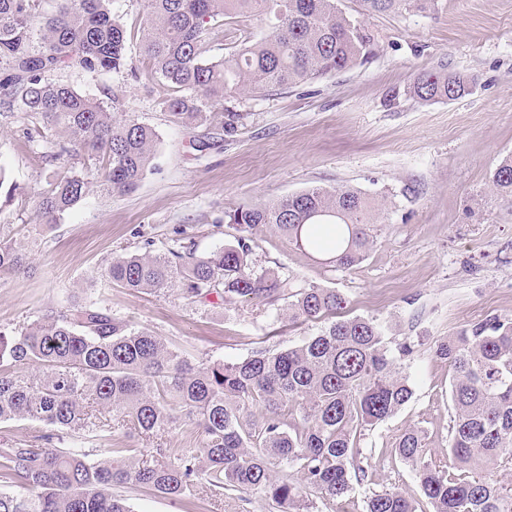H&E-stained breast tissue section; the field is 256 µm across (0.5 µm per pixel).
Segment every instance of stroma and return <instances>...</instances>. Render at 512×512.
I'll return each mask as SVG.
<instances>
[{"mask_svg": "<svg viewBox=\"0 0 512 512\" xmlns=\"http://www.w3.org/2000/svg\"><path fill=\"white\" fill-rule=\"evenodd\" d=\"M363 23L374 47L366 62L262 94L226 98L233 128L173 122L164 101L171 87L151 75L141 54L143 0H112L126 21V63L120 71L78 68L56 73L91 99L114 98L158 134L152 168L126 194H96L57 223L36 219L38 193L70 166L41 157L59 149L44 130L27 139L22 114L0 116V233L32 236L26 271L0 276V331L36 319L48 307L96 299L132 327L163 337L194 363H234L257 347L285 348L316 334L321 322H291L287 302L193 303L179 285L164 292L112 284L104 271L125 253H163L194 241L198 254L234 243L225 211L260 206L310 187L349 185L381 204L366 259L337 269L324 255L298 249L268 226L249 231L256 272L295 275L333 288L345 314L387 322L390 336L420 337L410 363L414 394L399 413L364 428L358 440L368 481L342 500H315L314 512H365V496L396 488L416 512H432L410 469L394 452L409 426L422 432L429 463L448 464L453 409L452 368L433 353L435 340L489 315L512 319V205L491 190L495 168L512 157V0H436L434 10L363 13L360 0H340ZM272 24L256 14L218 19L205 35L206 58L217 60L265 37ZM425 71L473 78L465 97L423 101L411 87ZM213 136L209 150L195 139ZM133 512H278L260 493L205 486L170 498L123 491Z\"/></svg>", "mask_w": 512, "mask_h": 512, "instance_id": "1", "label": "stroma"}]
</instances>
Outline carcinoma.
<instances>
[{
    "mask_svg": "<svg viewBox=\"0 0 512 512\" xmlns=\"http://www.w3.org/2000/svg\"><path fill=\"white\" fill-rule=\"evenodd\" d=\"M111 0H64L46 15L43 0H0V112L19 111L34 132L62 139L49 155H81L94 170L70 167L39 193L37 220L60 216L94 192L136 189L155 158L156 132L129 116L119 119L49 76L71 67L119 71L125 65L127 28ZM142 53L151 71L178 94L166 101L183 124L217 122L224 128V99L259 94L348 69L371 54V38L337 6V0H145ZM363 10L426 11L434 0H362ZM273 16L269 33L219 60L203 55L207 25L240 13ZM473 81L426 72L412 87L421 100H455ZM189 94H183V91ZM206 102L211 111H201ZM496 195L512 202V158L492 175ZM243 232L236 244L204 256L195 242L164 254L127 253L112 259L105 276L133 291L161 292L178 282L185 298L212 294L268 305L288 302L294 322L334 315L346 300L334 288L300 285L294 277L257 273L244 236L270 225L295 246L331 252L350 269L373 245L370 225L378 207L349 186L312 187L275 203L238 207L224 214ZM24 244L0 239V275L27 266ZM406 336L388 341L385 327L362 317L339 319L285 349L258 348L241 362L205 367L149 331L132 327L96 301L50 308L7 336L0 334V424L38 421V444L14 441L0 448V512H132L114 489L135 486L148 494L189 497L203 483L216 494L252 491L282 512H309L311 491L336 501L368 481L357 432L384 422L412 398L406 369L415 353ZM435 356L452 367L454 416L448 469L425 460L420 431L409 427L395 452L415 474L432 512H512V482L492 470L512 465V319L488 316L437 339ZM263 413L249 427L243 416ZM180 412L202 440L169 449L104 448L112 421L153 438L165 434ZM300 473L280 481L277 465ZM365 512H415L398 490L372 491Z\"/></svg>",
    "mask_w": 512,
    "mask_h": 512,
    "instance_id": "obj_1",
    "label": "carcinoma"
}]
</instances>
